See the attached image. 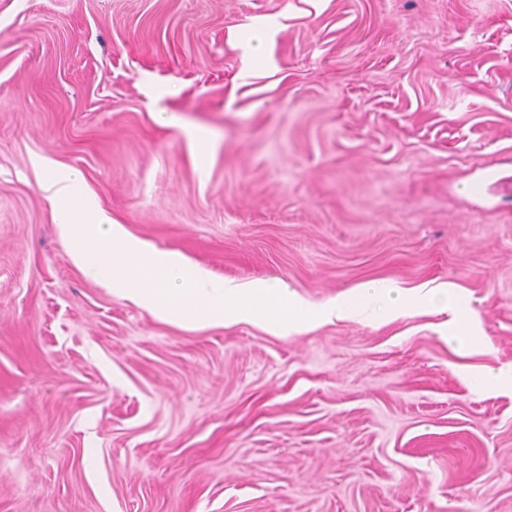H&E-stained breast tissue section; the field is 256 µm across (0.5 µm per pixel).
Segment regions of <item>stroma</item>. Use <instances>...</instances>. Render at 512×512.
<instances>
[{
    "label": "stroma",
    "instance_id": "35a3bbf8",
    "mask_svg": "<svg viewBox=\"0 0 512 512\" xmlns=\"http://www.w3.org/2000/svg\"><path fill=\"white\" fill-rule=\"evenodd\" d=\"M69 170L211 280L442 284L475 337L158 320L73 263L42 189ZM489 368L512 0H0V512H512Z\"/></svg>",
    "mask_w": 512,
    "mask_h": 512
}]
</instances>
